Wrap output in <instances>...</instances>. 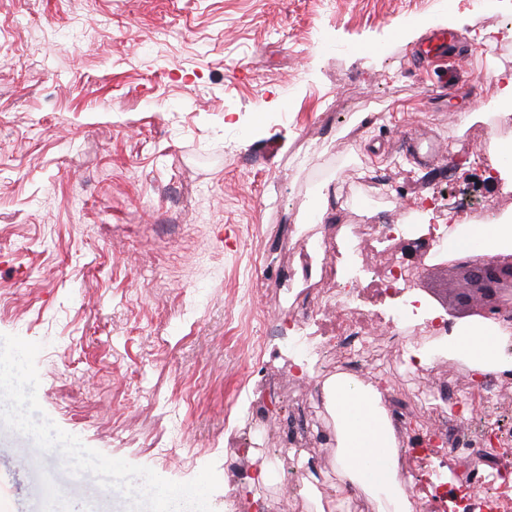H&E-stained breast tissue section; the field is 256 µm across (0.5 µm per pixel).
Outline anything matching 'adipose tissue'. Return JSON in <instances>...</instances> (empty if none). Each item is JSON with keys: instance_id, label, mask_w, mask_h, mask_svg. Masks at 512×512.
I'll return each instance as SVG.
<instances>
[{"instance_id": "obj_1", "label": "adipose tissue", "mask_w": 512, "mask_h": 512, "mask_svg": "<svg viewBox=\"0 0 512 512\" xmlns=\"http://www.w3.org/2000/svg\"><path fill=\"white\" fill-rule=\"evenodd\" d=\"M461 251L486 259L512 254V224L493 219L454 230L448 235V252ZM502 336L498 326L477 322L449 335L447 350L475 374L510 373L512 357L503 353ZM322 392L336 423L337 497H350L359 488L372 497L375 512H411L407 481L396 463L399 427L383 407L377 388L349 377H332Z\"/></svg>"}]
</instances>
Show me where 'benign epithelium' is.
Instances as JSON below:
<instances>
[{"label":"benign epithelium","instance_id":"7a95c632","mask_svg":"<svg viewBox=\"0 0 512 512\" xmlns=\"http://www.w3.org/2000/svg\"><path fill=\"white\" fill-rule=\"evenodd\" d=\"M456 265L463 270L466 287L459 296L463 306L476 300L482 310L490 314L512 310V257H497L477 262L459 260Z\"/></svg>","mask_w":512,"mask_h":512}]
</instances>
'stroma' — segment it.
Wrapping results in <instances>:
<instances>
[{"label": "stroma", "mask_w": 512, "mask_h": 512, "mask_svg": "<svg viewBox=\"0 0 512 512\" xmlns=\"http://www.w3.org/2000/svg\"><path fill=\"white\" fill-rule=\"evenodd\" d=\"M512 0H0V335L41 343V409L86 446L187 482L214 464V512H311L336 482L320 385L336 301L303 297L299 246L340 224L512 218V179L482 129L512 73ZM461 40L455 81L417 68L427 37ZM409 236L346 253L396 258L457 326L473 322L452 258ZM368 382L401 393L407 441L425 437L431 381L389 337L391 297H367ZM311 375L299 376L298 362ZM474 396L463 442L496 423L512 473V385L495 402L462 361L432 379ZM270 466V482L248 489ZM467 451L403 473L427 512L439 475L457 512ZM127 512L88 473L52 468L0 426V512Z\"/></svg>", "instance_id": "obj_1"}]
</instances>
